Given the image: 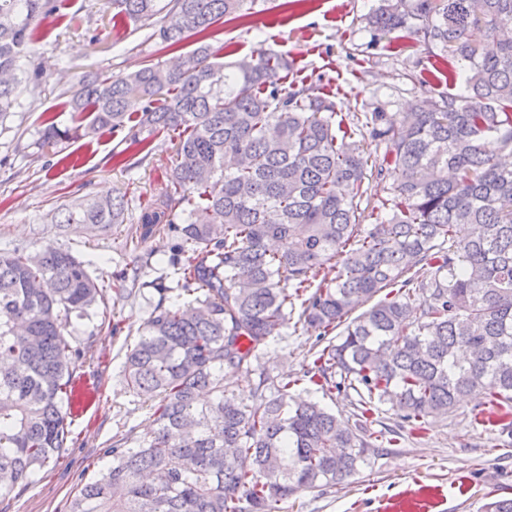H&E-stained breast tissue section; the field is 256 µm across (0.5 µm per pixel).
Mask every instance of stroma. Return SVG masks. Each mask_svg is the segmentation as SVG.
I'll use <instances>...</instances> for the list:
<instances>
[{
  "instance_id": "obj_1",
  "label": "stroma",
  "mask_w": 512,
  "mask_h": 512,
  "mask_svg": "<svg viewBox=\"0 0 512 512\" xmlns=\"http://www.w3.org/2000/svg\"><path fill=\"white\" fill-rule=\"evenodd\" d=\"M380 3L255 0L244 20L218 25L209 42L226 62L281 55L288 62L286 88H323L342 113L401 112L414 96L438 101L457 93L460 82L452 74L458 64L450 54L428 49L407 32L384 34L369 26ZM195 46L192 37L173 48L147 38L115 19L108 0H59L21 62L28 75L37 76L38 87L36 96L20 94L30 108L0 121V251L66 249L105 283L143 257L151 263L141 270L140 292L117 302L111 328L100 329L96 317H71L66 336L72 346L92 347L95 354L75 376L93 383L98 399L73 417L72 439L61 454L26 488L0 498V512H64L77 488L110 465L107 448L146 432L149 407L124 387L125 354L160 298L152 281L176 283L166 241L143 234L136 215L108 231L45 221L46 213L74 199L117 190L150 204L175 158L173 138L155 137L151 159L130 169L118 158L129 146L125 132L44 149L35 144L37 133L49 116L71 124L67 101L82 80L125 75ZM326 343L318 329L288 322L260 353L259 369L274 379L302 375ZM306 395L360 426L375 450L346 482L300 492L278 502L277 512H483L491 499L512 498V437L496 427L501 411L484 394L475 393L448 417L429 419L420 429L384 408L359 415L352 391L310 384Z\"/></svg>"
}]
</instances>
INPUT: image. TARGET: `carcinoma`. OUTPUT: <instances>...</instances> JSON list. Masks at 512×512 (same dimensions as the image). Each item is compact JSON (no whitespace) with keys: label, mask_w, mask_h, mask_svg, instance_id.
<instances>
[{"label":"carcinoma","mask_w":512,"mask_h":512,"mask_svg":"<svg viewBox=\"0 0 512 512\" xmlns=\"http://www.w3.org/2000/svg\"><path fill=\"white\" fill-rule=\"evenodd\" d=\"M115 16L178 61L83 82L41 143L129 129L177 136V161L140 223L187 257L126 353L129 393L152 403L151 428L82 485L66 512H275L283 499L351 477L370 450L357 427L274 381L253 360L298 321L340 343L317 353L309 382L352 389L416 424L446 417L476 389L512 408V0H382L368 23L406 30L462 67L463 91L403 113L372 112L382 152L368 162L326 93L288 91L283 57L217 60L207 39L252 0H111ZM55 0H0V120L19 107V62ZM493 139L498 151L488 148ZM390 181L363 204L367 168ZM126 194L86 198L53 224L106 231ZM460 224L469 237L455 238ZM385 297L375 300L380 293ZM300 305H295V301ZM372 306L356 317L357 308ZM102 308L106 286L65 250L0 252V492L26 487L64 447L76 364L68 318ZM245 387H224V368ZM271 391L273 395L266 396Z\"/></svg>","instance_id":"cac0c4a2"}]
</instances>
